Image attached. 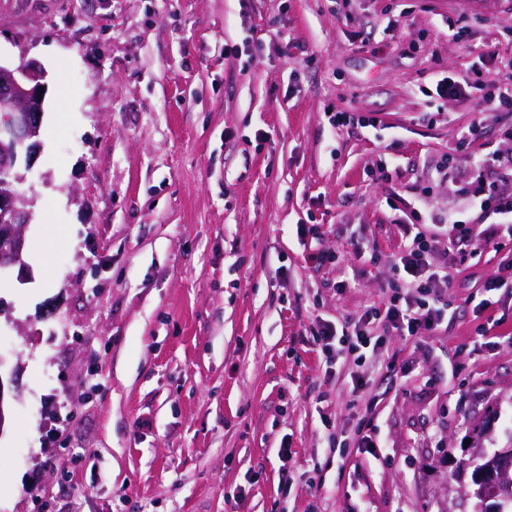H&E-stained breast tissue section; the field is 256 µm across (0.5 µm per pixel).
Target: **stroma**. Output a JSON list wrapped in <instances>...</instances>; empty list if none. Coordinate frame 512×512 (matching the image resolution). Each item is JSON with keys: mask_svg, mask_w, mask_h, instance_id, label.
Returning a JSON list of instances; mask_svg holds the SVG:
<instances>
[{"mask_svg": "<svg viewBox=\"0 0 512 512\" xmlns=\"http://www.w3.org/2000/svg\"><path fill=\"white\" fill-rule=\"evenodd\" d=\"M0 53L48 85L0 276V512H477L466 460L512 444V290L483 287L512 242L454 262L447 330L360 367L310 331L383 301L398 212L512 192L470 165L512 153L475 104L512 0H0Z\"/></svg>", "mask_w": 512, "mask_h": 512, "instance_id": "35a3bbf8", "label": "stroma"}]
</instances>
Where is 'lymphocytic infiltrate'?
Returning a JSON list of instances; mask_svg holds the SVG:
<instances>
[{
  "label": "lymphocytic infiltrate",
  "mask_w": 512,
  "mask_h": 512,
  "mask_svg": "<svg viewBox=\"0 0 512 512\" xmlns=\"http://www.w3.org/2000/svg\"><path fill=\"white\" fill-rule=\"evenodd\" d=\"M475 220H453L451 225L427 223L421 211L403 222L406 243L392 261L394 279L381 307L343 325L319 321L312 340L326 353L361 363L381 344L379 329L397 336H425L446 329L455 310L450 288L454 285L449 257L477 255L498 240H512V194L476 198ZM485 225L474 233V224Z\"/></svg>",
  "instance_id": "obj_1"
}]
</instances>
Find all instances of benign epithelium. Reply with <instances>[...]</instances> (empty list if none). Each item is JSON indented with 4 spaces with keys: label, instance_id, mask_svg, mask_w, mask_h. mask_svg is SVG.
Here are the masks:
<instances>
[{
    "label": "benign epithelium",
    "instance_id": "benign-epithelium-1",
    "mask_svg": "<svg viewBox=\"0 0 512 512\" xmlns=\"http://www.w3.org/2000/svg\"><path fill=\"white\" fill-rule=\"evenodd\" d=\"M46 71L40 62L0 60V274L24 268V229L31 210L24 200L22 185L41 152V124L45 112ZM512 451L496 452L495 460L483 469L485 481L508 476L505 461Z\"/></svg>",
    "mask_w": 512,
    "mask_h": 512
}]
</instances>
